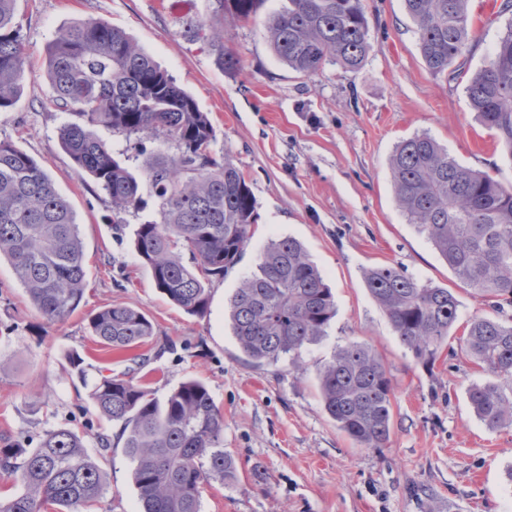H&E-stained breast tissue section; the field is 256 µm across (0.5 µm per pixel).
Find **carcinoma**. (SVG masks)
<instances>
[{
  "instance_id": "obj_1",
  "label": "carcinoma",
  "mask_w": 512,
  "mask_h": 512,
  "mask_svg": "<svg viewBox=\"0 0 512 512\" xmlns=\"http://www.w3.org/2000/svg\"><path fill=\"white\" fill-rule=\"evenodd\" d=\"M17 0H0V112L22 92L26 57L16 22ZM214 17L193 36L224 43V24L256 17L266 0H216ZM468 0H404L429 72L462 74L470 36ZM273 54L310 77L327 65L355 72L373 50L362 0H288L266 20ZM51 101L75 120L58 134L79 174L101 187L122 224V213L144 205L143 184L99 136L106 128L128 136L152 134L173 155L144 161L160 221L135 230V250L166 297L189 315L209 304L206 284L242 258L256 223V199L242 171L213 152L208 113L122 29L82 20L59 31L48 49ZM482 125L512 154V32L466 85ZM396 200L408 223L426 235L455 277L492 302L494 316L470 320L464 350L492 380L474 384L469 401L490 428L512 426V187L464 167L428 134L400 141L389 157ZM6 258L31 304L49 322L80 306L86 286L84 246L75 212L50 175L12 142L0 140V258ZM366 288L413 356L432 366L458 320L451 289L432 286L392 266L363 271ZM336 314L331 288L298 240L269 242L258 272L244 278L229 300L233 335L253 365L276 363L325 335ZM103 345L140 346L154 336L152 321L124 304L89 319ZM323 409L336 428L364 448H386L393 386L364 344L339 348L318 371ZM90 399L106 419L121 423L123 452L134 464L139 512H201L205 485L236 479L224 452V411L207 386L188 378L164 400L118 375H99ZM97 454L65 428L46 431L36 448L0 447V467L18 491L0 499V512H62L97 501L106 491Z\"/></svg>"
}]
</instances>
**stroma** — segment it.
<instances>
[{
	"instance_id": "1",
	"label": "stroma",
	"mask_w": 512,
	"mask_h": 512,
	"mask_svg": "<svg viewBox=\"0 0 512 512\" xmlns=\"http://www.w3.org/2000/svg\"><path fill=\"white\" fill-rule=\"evenodd\" d=\"M469 0L466 70L479 69L512 27L504 0ZM288 0H266L257 17L224 30L240 59L224 71L210 44L190 37L209 22L215 0H17L28 66L15 106L0 112V140L34 157L72 205L84 242L87 286L69 318L47 322L30 304L8 260L0 261V444L36 447L45 431L67 427L89 444L111 441L103 469L107 490L90 512H138L133 466L121 426L102 418L89 388L72 373L79 353L89 379L99 371L131 372L134 383L165 399L182 381H203L224 411V449L239 481L213 482L202 512H512V427L492 429L475 415L467 390L488 376L460 349L469 320L491 312L466 290L424 234L397 205L388 159L396 144L428 134L460 165L512 185V155L472 110L464 77L432 75L419 52L403 0H364L374 46L362 67L325 66L307 78L272 53L269 13ZM97 19L124 29L207 112L214 152L249 182L257 202L254 235L241 261L209 285L205 316L173 305L154 285L133 244L138 224L158 219L155 203L113 222L106 193L79 175L59 143L71 116L50 105L48 47L70 24ZM135 174L145 155L174 153L144 135L103 131ZM300 240L332 288L336 315L325 336L288 358L247 363L233 335L228 302L256 271L267 243ZM371 266H395L421 282L451 288L460 301L453 337L433 368L400 342L363 282ZM138 308L153 322L145 345L126 350L95 342L90 316L107 305ZM352 342L372 347L394 386L388 448H363L323 410L318 369ZM261 467L262 482L251 471Z\"/></svg>"
}]
</instances>
